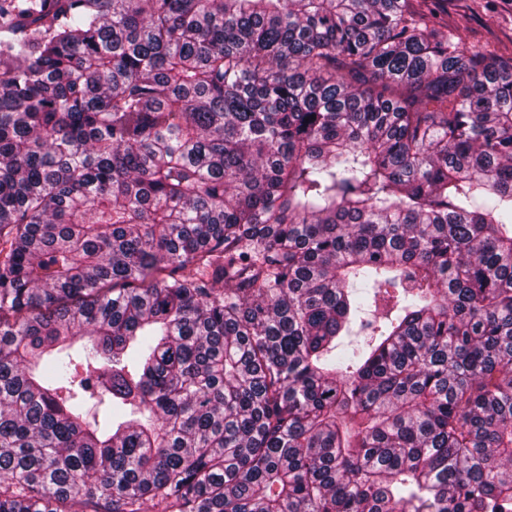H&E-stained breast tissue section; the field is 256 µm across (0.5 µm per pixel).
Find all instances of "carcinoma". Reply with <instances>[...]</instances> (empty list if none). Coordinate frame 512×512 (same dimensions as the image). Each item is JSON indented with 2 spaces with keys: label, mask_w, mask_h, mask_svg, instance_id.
<instances>
[{
  "label": "carcinoma",
  "mask_w": 512,
  "mask_h": 512,
  "mask_svg": "<svg viewBox=\"0 0 512 512\" xmlns=\"http://www.w3.org/2000/svg\"><path fill=\"white\" fill-rule=\"evenodd\" d=\"M445 3L0 0V512H512V57Z\"/></svg>",
  "instance_id": "carcinoma-1"
}]
</instances>
